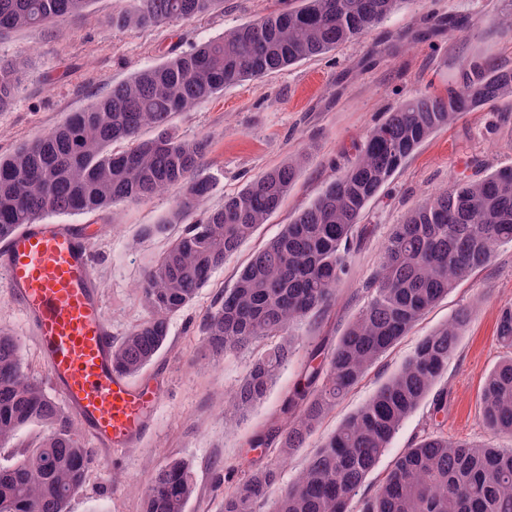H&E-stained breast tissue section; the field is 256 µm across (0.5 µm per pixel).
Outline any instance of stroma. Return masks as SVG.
<instances>
[{
  "mask_svg": "<svg viewBox=\"0 0 512 512\" xmlns=\"http://www.w3.org/2000/svg\"><path fill=\"white\" fill-rule=\"evenodd\" d=\"M121 5V0H90L84 19L0 40L1 59L26 62L13 105L0 112V155L37 138L68 113L86 108L112 84L169 54L264 16L276 9L277 2L224 0L203 17L142 29L111 26L112 13ZM450 14L471 19L472 27L426 41H405L396 54L387 50L392 35L433 26ZM511 18L512 0H403L371 35L270 76L225 86L192 111L174 117L175 135L206 136L211 142L202 174L212 188L202 210L220 207L225 197L289 158L301 157L302 166L280 212L212 273L189 305L171 316L167 344L134 376V383L160 391L141 438L123 449H107L98 446L86 425H79L85 446L95 451V461L70 512H140V491L151 472L174 457L189 461L195 473L196 491L187 512H221L225 491L241 476L239 462L248 451L247 439L269 423L284 390L294 383L295 371L284 370L262 405L236 427H225L224 401L238 386L252 354H213L205 343V314L232 287L237 269L252 251L277 237L289 215L313 202L353 161L355 144L383 122L390 109L412 93L455 84L464 61L473 57L512 69V33L501 27ZM510 166L512 109L486 106L462 113L423 142L392 179L387 197L369 204L368 220L376 231L352 254L350 271L338 286L335 316L323 335L341 336L362 310V286L382 256L392 225L402 223L427 194L448 188L458 177H479ZM175 196L170 190L145 202L122 203L103 216L50 218L51 223L71 225L85 238L113 342H120L145 318L136 286L184 230L175 224L161 234L152 231L171 210ZM506 304H512V244L501 246L490 263L450 292L373 367L306 447L281 464V484L293 481L321 437L359 409L423 336L463 307L470 309L471 321L439 381L448 390L445 431L452 440L490 439L478 414V396L487 373L503 355L496 327ZM0 329L18 337L28 373L45 391H52L35 333L1 276ZM428 413V404H421L403 422L360 495L373 493L393 459L422 435Z\"/></svg>",
  "mask_w": 512,
  "mask_h": 512,
  "instance_id": "35a3bbf8",
  "label": "stroma"
}]
</instances>
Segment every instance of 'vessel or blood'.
<instances>
[{
	"label": "vessel or blood",
	"instance_id": "1",
	"mask_svg": "<svg viewBox=\"0 0 512 512\" xmlns=\"http://www.w3.org/2000/svg\"><path fill=\"white\" fill-rule=\"evenodd\" d=\"M0 268L67 405L101 445L131 446L159 391L113 371L112 337L82 238L63 224L27 225L0 251Z\"/></svg>",
	"mask_w": 512,
	"mask_h": 512
}]
</instances>
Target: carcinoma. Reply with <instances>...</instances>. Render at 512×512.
Here are the masks:
<instances>
[{
  "label": "carcinoma",
  "mask_w": 512,
  "mask_h": 512,
  "mask_svg": "<svg viewBox=\"0 0 512 512\" xmlns=\"http://www.w3.org/2000/svg\"><path fill=\"white\" fill-rule=\"evenodd\" d=\"M222 0H131L112 25L137 29L202 17ZM403 0H287L276 11L239 25L189 51L165 58L112 85L89 107L72 112L35 140L0 156V241L48 214H108L124 202H145L177 189L163 232L195 213L210 182L197 175L209 152L205 137L182 139L175 114L244 79H258L368 34ZM89 0H0V38L62 19H80ZM25 62L0 60V111L18 91ZM512 99V70L472 59L446 93L418 92L399 103L357 147L355 161L317 199L254 253L232 288L203 319L216 355L268 341L224 405V421L245 419L264 403L299 351L300 323L331 319L349 257L374 232L369 203L434 132L461 113ZM145 128L156 134L141 136ZM301 160L262 172L224 205L206 211L145 272L139 299L147 317L112 347L123 376L145 369L165 346L169 317L275 214ZM512 244V168L463 175L427 195L393 225L382 259L364 283L367 302L335 343L317 342L298 363L296 379L268 426L249 440L275 460L246 459L243 476L224 493L222 512H512V448L451 441L437 416L448 389L437 388L471 319L467 308L422 337L401 368L314 450L298 477L274 501L278 461L304 448L336 404L376 362L450 291ZM497 336L506 349L480 393L491 434L512 436V305L500 310ZM430 400L424 434L395 459L373 495L355 500L402 423ZM44 427L32 449L0 465V512H68L83 487L93 449L73 416L25 370L17 337L0 330V448L22 428ZM195 492L191 465L173 458L152 472L140 512H186Z\"/></svg>",
  "instance_id": "1"
}]
</instances>
